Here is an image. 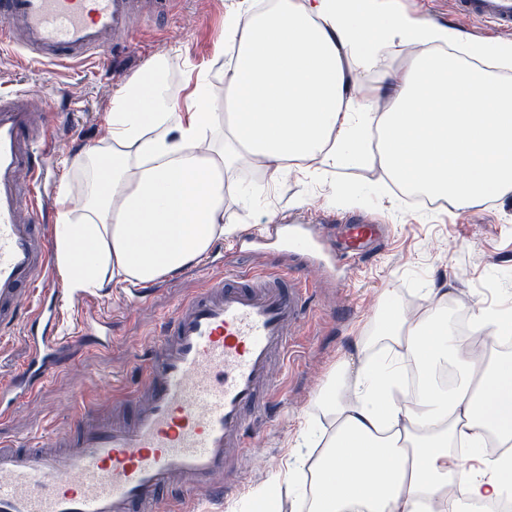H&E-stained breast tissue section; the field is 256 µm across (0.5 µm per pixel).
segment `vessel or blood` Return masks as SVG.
<instances>
[{
  "label": "vessel or blood",
  "mask_w": 512,
  "mask_h": 512,
  "mask_svg": "<svg viewBox=\"0 0 512 512\" xmlns=\"http://www.w3.org/2000/svg\"><path fill=\"white\" fill-rule=\"evenodd\" d=\"M170 0H0V48L36 63L82 61L125 46L135 24ZM457 14L512 30V0H452ZM52 101L29 89L0 92V331L49 286L51 236L40 218L39 158L52 147ZM320 224L345 216L321 211ZM328 251L315 233L272 224L266 239L304 254L306 271L220 273L181 300L143 365L140 385L102 418L81 408L63 434L28 448L0 447V512H158L178 487L180 501L226 492L249 468L256 410L271 412L275 366L297 342L310 294L337 253L362 257L383 226L357 216ZM30 357L14 385L0 389V419L56 372V343L30 331Z\"/></svg>",
  "instance_id": "obj_1"
}]
</instances>
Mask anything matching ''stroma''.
I'll return each instance as SVG.
<instances>
[{"instance_id":"stroma-1","label":"stroma","mask_w":512,"mask_h":512,"mask_svg":"<svg viewBox=\"0 0 512 512\" xmlns=\"http://www.w3.org/2000/svg\"><path fill=\"white\" fill-rule=\"evenodd\" d=\"M242 0H172L167 10L140 24L118 57L105 54L81 64L36 65L24 53H0V90L30 88L48 91L53 100L49 137L57 150L45 160L54 179L51 191L68 186L80 194L86 177L64 164L83 148L96 145L112 108V96L141 73L157 56L170 61L173 96L184 97L191 73L209 75L215 111L224 109V70L229 60L224 44V16L240 8ZM406 13L425 17L455 30L470 41H504L507 33L490 24L454 15L448 0H399ZM359 196L349 205L339 187ZM224 208L238 224L236 235L224 238L215 255V268L263 271L299 264V257L279 248L241 242L282 215L316 209L342 214L371 211L385 224V238L352 272L337 271L308 303L297 345L284 365L277 385L281 403L275 416L260 429L256 442L263 457L247 469L241 486L216 497L202 493L184 503L185 512H252V492L273 477L286 473L289 451L300 431L320 435L326 421L314 402L336 362L352 353L355 336L373 333L377 305L391 296L401 307L426 298L428 290L447 293L449 314L470 313L475 304L491 305L512 295V199L489 197L458 209L451 202L436 207L404 198L378 159L338 168L311 169L270 182L260 170L240 168L227 191ZM493 255L484 264L480 255ZM205 276L190 266L168 276L152 296L134 306L122 301L123 287L111 284L79 294L66 292L62 281L51 288L59 300L55 333L70 337L58 354L55 375L23 400L16 416L0 419V442L27 444L65 431L74 409L89 407L108 412L119 389H132L142 379L139 360L147 358L159 339L166 318L177 303L201 288ZM495 291H486V283ZM34 312L26 306L22 321L0 335V385L9 384L29 357L26 320ZM103 319L112 325V343L102 347L75 337L79 322Z\"/></svg>"}]
</instances>
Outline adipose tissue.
I'll use <instances>...</instances> for the list:
<instances>
[{"mask_svg":"<svg viewBox=\"0 0 512 512\" xmlns=\"http://www.w3.org/2000/svg\"><path fill=\"white\" fill-rule=\"evenodd\" d=\"M224 41L223 111L201 76L175 99L158 58L113 96L99 144L70 159L89 178L82 203L58 196L53 258L69 294L198 262L236 233L224 194L253 162L274 182L305 160L376 157L460 208L512 198V79L497 74L512 42L462 41L394 0H268L228 12ZM397 42L414 53L393 69ZM383 97L392 106L376 111ZM379 310L315 400L330 433L316 450L299 442L286 482H308V512H474L512 495V353L497 348L512 306L474 310L469 340L447 295L417 318Z\"/></svg>","mask_w":512,"mask_h":512,"instance_id":"adipose-tissue-1","label":"adipose tissue"}]
</instances>
